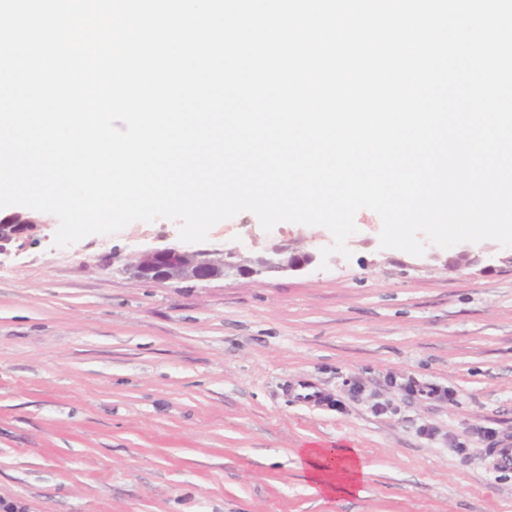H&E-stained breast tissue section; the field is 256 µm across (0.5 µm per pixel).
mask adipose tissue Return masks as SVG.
Listing matches in <instances>:
<instances>
[{"label": "adipose tissue", "mask_w": 512, "mask_h": 512, "mask_svg": "<svg viewBox=\"0 0 512 512\" xmlns=\"http://www.w3.org/2000/svg\"><path fill=\"white\" fill-rule=\"evenodd\" d=\"M295 459L317 495L330 498L362 495L368 468L359 449L347 445L308 446L297 449Z\"/></svg>", "instance_id": "ef3b65f1"}]
</instances>
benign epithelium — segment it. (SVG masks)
Returning <instances> with one entry per match:
<instances>
[{"label": "benign epithelium", "mask_w": 512, "mask_h": 512, "mask_svg": "<svg viewBox=\"0 0 512 512\" xmlns=\"http://www.w3.org/2000/svg\"><path fill=\"white\" fill-rule=\"evenodd\" d=\"M31 227L0 224V254L7 245L22 238ZM315 261L311 253L299 255L289 245L280 244L271 251L249 260L241 259L237 248H226L222 257L217 251L195 246L151 247L137 252L124 263L119 272L148 281H209L230 275L263 277L271 273L299 272Z\"/></svg>", "instance_id": "1"}]
</instances>
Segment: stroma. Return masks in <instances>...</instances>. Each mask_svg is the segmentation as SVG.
Segmentation results:
<instances>
[{
  "label": "stroma",
  "instance_id": "stroma-1",
  "mask_svg": "<svg viewBox=\"0 0 512 512\" xmlns=\"http://www.w3.org/2000/svg\"><path fill=\"white\" fill-rule=\"evenodd\" d=\"M350 257L327 269L152 282L112 268L179 245L178 224L135 222L0 255V502L21 512H512V263L470 244L422 256L379 246L357 213ZM328 230L264 231L243 212L207 248L242 257ZM451 392L409 394L407 380ZM385 404V413L374 411ZM432 435L422 434V427ZM464 443V452L454 450ZM347 444L369 468L361 497L311 494L295 449Z\"/></svg>",
  "mask_w": 512,
  "mask_h": 512
}]
</instances>
